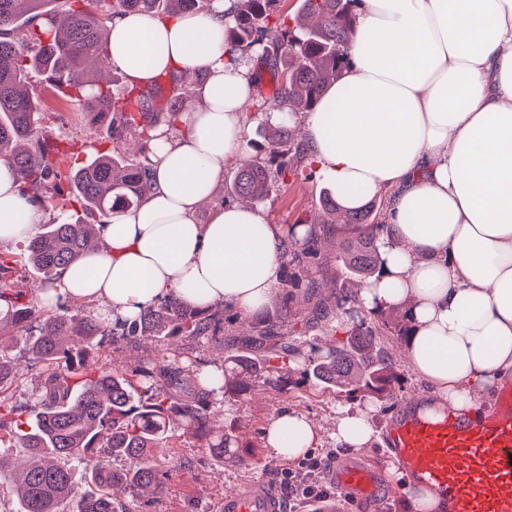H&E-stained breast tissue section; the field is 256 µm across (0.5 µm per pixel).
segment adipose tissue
Listing matches in <instances>:
<instances>
[{
    "label": "adipose tissue",
    "instance_id": "1",
    "mask_svg": "<svg viewBox=\"0 0 512 512\" xmlns=\"http://www.w3.org/2000/svg\"><path fill=\"white\" fill-rule=\"evenodd\" d=\"M236 2L109 22V58L132 84L199 68L204 107L181 113L178 132L159 131L149 193L100 226V245L63 270L43 305L60 295L101 301L105 316L130 321L174 299L250 316L281 287L283 245L303 240V228L236 203L197 219L225 170L249 157L244 106L258 78L227 60ZM349 54L342 80L300 116L307 152L344 205L386 196L383 269L358 299L368 309L408 307L407 360L427 387L415 412L464 414L512 376V0H362ZM39 222L0 161V244L30 238ZM372 412L340 410L337 442L366 446ZM316 440L315 425L293 410L266 432L288 461Z\"/></svg>",
    "mask_w": 512,
    "mask_h": 512
}]
</instances>
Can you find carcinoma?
Returning <instances> with one entry per match:
<instances>
[{
  "label": "carcinoma",
  "instance_id": "obj_1",
  "mask_svg": "<svg viewBox=\"0 0 512 512\" xmlns=\"http://www.w3.org/2000/svg\"><path fill=\"white\" fill-rule=\"evenodd\" d=\"M277 0H237L233 22L224 32L229 58L258 56L275 81L274 96L292 110L313 112L323 92L341 79L357 27L358 0H302L293 27L275 16ZM0 0V158L10 160L19 189L32 195L43 210L67 211L79 205L82 216L60 224H44L16 255H0V344L10 337L24 340L29 361L41 366L43 387L35 404L13 400L20 377L17 361L0 352V447L25 449L24 467L0 455V480L14 485L15 512H130L115 498L116 485L135 493L165 491L169 470L168 438L175 431L201 442L223 463L243 462L254 455L253 443L240 438L237 424L212 426L214 396L241 398L256 390L278 394L302 390L336 391L347 402H371L390 395L401 373L389 350L376 343L386 336L407 342L410 320L393 322L382 311H368L357 294L336 297L335 323L324 335L295 341L288 336V305L277 321L255 326L244 337L245 349L228 351L220 370L208 373L190 352L173 350L166 364L146 365L127 373L89 364L88 348L137 339L178 338L184 343L218 339L221 319L204 310L164 301L132 321L98 316L76 317L62 303L44 310L33 291L15 287L6 274L32 267L44 287L52 286L67 265L77 261L98 225L110 223L119 210L138 205L152 181L150 154L127 159L100 154L80 167L62 168L66 152L59 147L52 115L41 95L30 87L29 74L40 71L46 87L65 81L75 103L90 122L106 116L109 134L121 140L132 134L149 144L159 119L174 129L181 105L206 72L188 70L171 79L167 101L163 87L127 90L114 97L109 88L90 84L86 71L105 62L107 23L119 12L211 11L215 0ZM257 138L247 139L250 160L234 176L233 194L264 202L273 191L312 168L290 125L260 124ZM324 208L340 213L345 224H367L373 206L344 207L329 195ZM310 246L289 244L284 252L282 288L304 287L307 296L324 287L309 276ZM348 279L366 283L379 275L382 258L372 236L343 241L337 256ZM10 336H5V331ZM121 456L129 469L118 474L111 459ZM84 467L86 493L68 462Z\"/></svg>",
  "mask_w": 512,
  "mask_h": 512
}]
</instances>
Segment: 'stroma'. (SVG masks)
Wrapping results in <instances>:
<instances>
[{
  "instance_id": "obj_1",
  "label": "stroma",
  "mask_w": 512,
  "mask_h": 512,
  "mask_svg": "<svg viewBox=\"0 0 512 512\" xmlns=\"http://www.w3.org/2000/svg\"><path fill=\"white\" fill-rule=\"evenodd\" d=\"M43 102L46 109L64 118L59 132L68 143L72 165L84 164L100 153L116 151L126 155L135 154L137 146L134 141L112 142L107 136L106 125L91 124L83 110L72 101L68 91L57 87L44 90ZM325 188V183L316 175L292 179L272 193L262 203L261 209L273 224L289 225L306 220L319 222L323 219L321 198ZM336 246V232L328 230L313 259L312 272L314 277L324 282L321 294L325 297L329 296L331 290L347 285L336 260ZM166 353L167 345L161 340L145 341L138 345L125 343L115 346L108 343L90 351L91 357L100 363H113L129 370L147 363H158ZM400 372L404 378L402 386L393 390L389 400L375 407L371 418L374 435L370 443L354 452L336 442V417L344 402L335 393L328 391L320 396L288 393L276 396L261 392L243 401L215 400V412L222 414L225 420L236 421L247 437L257 442L255 457L243 464L221 466L206 455L196 441L174 437L168 451L171 473L164 494L157 498H127L130 512H211L227 490L243 488L258 481L268 485L283 499L288 495L287 480L292 476L308 479L329 495L328 500L320 504L303 499L296 501V512H347L345 497L327 480L326 468L306 471L302 461L280 459L267 447L261 446L262 429L266 428L273 414L284 408L309 416L318 428L319 436L309 451L310 456L337 459L354 454L381 466L397 494L382 505L380 512H405L406 481L397 467L386 458L384 424L401 403L421 394L422 385L408 364H401Z\"/></svg>"
}]
</instances>
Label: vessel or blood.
Returning a JSON list of instances; mask_svg holds the SVG:
<instances>
[{
    "label": "vessel or blood",
    "instance_id": "vessel-or-blood-1",
    "mask_svg": "<svg viewBox=\"0 0 512 512\" xmlns=\"http://www.w3.org/2000/svg\"><path fill=\"white\" fill-rule=\"evenodd\" d=\"M388 453L407 478L438 494L442 512H512V384L504 385L493 408L475 418L430 419L397 412L387 423ZM331 483L365 512L395 491L382 473L357 458L328 472ZM268 486L254 484L225 492L217 512H282Z\"/></svg>",
    "mask_w": 512,
    "mask_h": 512
}]
</instances>
